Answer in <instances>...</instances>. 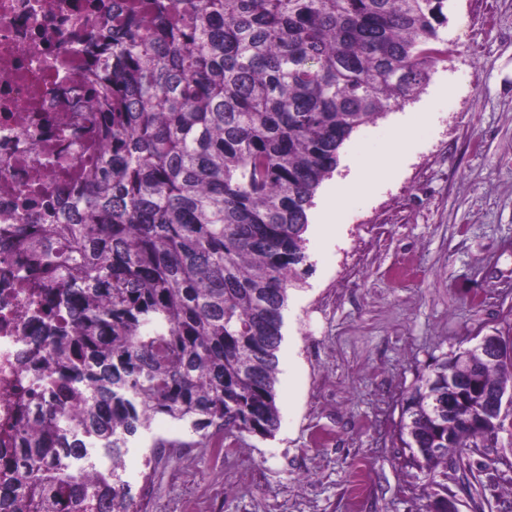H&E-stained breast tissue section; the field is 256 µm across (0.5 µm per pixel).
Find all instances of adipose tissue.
<instances>
[{"mask_svg":"<svg viewBox=\"0 0 512 512\" xmlns=\"http://www.w3.org/2000/svg\"><path fill=\"white\" fill-rule=\"evenodd\" d=\"M430 122L431 116L426 112H414L407 116L395 129L383 154L370 165L354 169L350 178L337 184V199L342 200L349 196L368 197L376 183L388 176L393 163L405 156L408 141Z\"/></svg>","mask_w":512,"mask_h":512,"instance_id":"1","label":"adipose tissue"}]
</instances>
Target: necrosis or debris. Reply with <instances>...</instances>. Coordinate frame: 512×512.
<instances>
[{
	"label": "necrosis or debris",
	"mask_w": 512,
	"mask_h": 512,
	"mask_svg": "<svg viewBox=\"0 0 512 512\" xmlns=\"http://www.w3.org/2000/svg\"><path fill=\"white\" fill-rule=\"evenodd\" d=\"M110 0H0V242L22 253L17 224H38L25 195L44 185L56 196L78 192L63 171L88 157L73 98L91 66L87 28ZM38 305L0 274V430L17 415V353L37 327Z\"/></svg>",
	"instance_id": "obj_1"
}]
</instances>
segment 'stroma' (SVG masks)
<instances>
[{"instance_id":"1","label":"stroma","mask_w":512,"mask_h":512,"mask_svg":"<svg viewBox=\"0 0 512 512\" xmlns=\"http://www.w3.org/2000/svg\"><path fill=\"white\" fill-rule=\"evenodd\" d=\"M448 53L420 95L358 128L308 211L309 270L288 292L274 436L215 457L156 417L125 456L156 512H419L436 490L399 441L402 399L431 358L512 330V0H446ZM430 127L369 198L336 181L378 156L404 112ZM335 211V234L325 231ZM180 451L143 460L157 440ZM459 512H512V432L449 458Z\"/></svg>"}]
</instances>
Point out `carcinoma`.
<instances>
[{
  "label": "carcinoma",
  "mask_w": 512,
  "mask_h": 512,
  "mask_svg": "<svg viewBox=\"0 0 512 512\" xmlns=\"http://www.w3.org/2000/svg\"><path fill=\"white\" fill-rule=\"evenodd\" d=\"M446 0H133L89 72L99 156L73 172L67 218L18 224L37 298L18 357L34 402L0 435V512H138L124 456L166 416L210 444L268 437L289 287L307 211L360 126L419 95L447 53ZM448 354L403 397L399 439L442 492L476 447L482 397L448 408ZM477 384L512 391V360L466 351ZM97 440L105 476L72 469Z\"/></svg>",
  "instance_id": "carcinoma-1"
}]
</instances>
